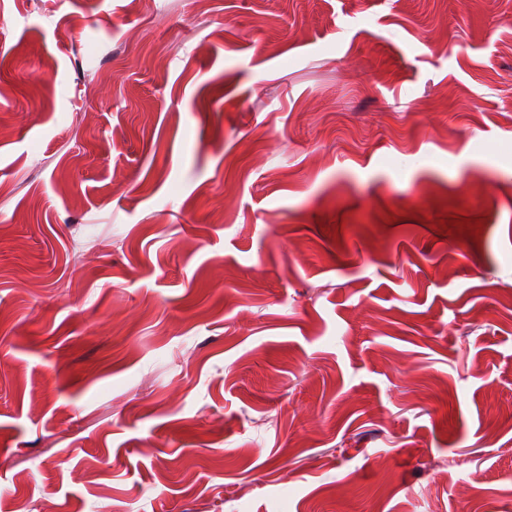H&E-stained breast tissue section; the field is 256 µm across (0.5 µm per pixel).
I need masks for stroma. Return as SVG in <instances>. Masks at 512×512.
<instances>
[{
  "instance_id": "35a3bbf8",
  "label": "stroma",
  "mask_w": 512,
  "mask_h": 512,
  "mask_svg": "<svg viewBox=\"0 0 512 512\" xmlns=\"http://www.w3.org/2000/svg\"><path fill=\"white\" fill-rule=\"evenodd\" d=\"M20 504L512 512V0H0Z\"/></svg>"
}]
</instances>
